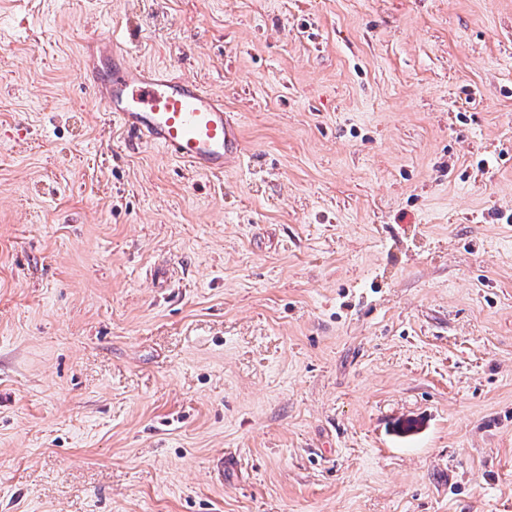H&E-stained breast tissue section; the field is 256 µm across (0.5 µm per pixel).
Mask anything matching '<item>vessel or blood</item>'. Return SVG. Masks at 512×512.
I'll return each instance as SVG.
<instances>
[{"label": "vessel or blood", "instance_id": "b4317fda", "mask_svg": "<svg viewBox=\"0 0 512 512\" xmlns=\"http://www.w3.org/2000/svg\"><path fill=\"white\" fill-rule=\"evenodd\" d=\"M113 64L90 85L106 112L140 141L164 148L193 171L219 179L241 165L239 125L224 99L197 82L136 63L130 47L98 44Z\"/></svg>", "mask_w": 512, "mask_h": 512}]
</instances>
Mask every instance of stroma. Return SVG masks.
Returning a JSON list of instances; mask_svg holds the SVG:
<instances>
[{
  "instance_id": "obj_1",
  "label": "stroma",
  "mask_w": 512,
  "mask_h": 512,
  "mask_svg": "<svg viewBox=\"0 0 512 512\" xmlns=\"http://www.w3.org/2000/svg\"><path fill=\"white\" fill-rule=\"evenodd\" d=\"M0 512H512V0H0ZM93 45L113 64L98 82L93 55L90 86L127 132L216 179L241 165L245 152L239 125L224 111L223 97L195 81L136 63L131 48L114 39L105 45L97 36Z\"/></svg>"
}]
</instances>
